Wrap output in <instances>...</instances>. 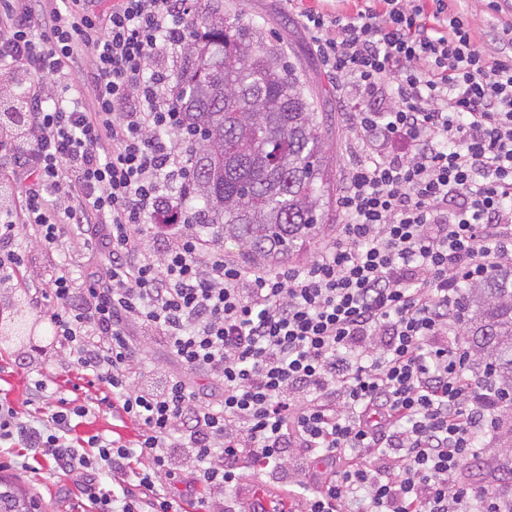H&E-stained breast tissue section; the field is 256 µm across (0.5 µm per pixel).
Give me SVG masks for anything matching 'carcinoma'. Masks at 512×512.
<instances>
[{"mask_svg": "<svg viewBox=\"0 0 512 512\" xmlns=\"http://www.w3.org/2000/svg\"><path fill=\"white\" fill-rule=\"evenodd\" d=\"M189 126L190 193L199 223L257 263L275 268L311 245L331 196L327 114L283 50L259 28L204 0L176 74ZM465 333L494 366L495 390L512 394V266L464 285ZM0 512H42L0 477Z\"/></svg>", "mask_w": 512, "mask_h": 512, "instance_id": "cac0c4a2", "label": "carcinoma"}]
</instances>
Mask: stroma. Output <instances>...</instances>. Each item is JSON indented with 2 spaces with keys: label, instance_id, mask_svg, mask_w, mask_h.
Here are the masks:
<instances>
[{
  "label": "stroma",
  "instance_id": "obj_1",
  "mask_svg": "<svg viewBox=\"0 0 512 512\" xmlns=\"http://www.w3.org/2000/svg\"><path fill=\"white\" fill-rule=\"evenodd\" d=\"M463 9L476 26L480 42L493 44L507 14L494 11L493 0H464ZM224 9L241 15L243 22L261 28L268 45L284 48L293 56L314 89L325 91L321 108L329 114L328 144L334 159L333 174L337 187H344L348 170L356 155L355 137L350 129L349 114L355 109V90L349 82L332 81L325 73L313 42L297 11L288 9L283 0H224ZM26 288H0V320L9 319L10 301L25 302L24 314L36 323L40 352L32 353L23 346L0 340V394L7 395L15 408L27 415L41 416L37 405L27 401L30 379L40 372H53L58 396L78 399L93 406V413L84 419L78 431L82 434L119 433L134 438L137 429L131 421L113 419L107 409L99 408L97 388L80 383L77 372L60 370L57 364L59 347L47 320L29 304ZM142 356L137 367V383L143 388L159 386L164 377L179 373V366L168 356L159 340L140 339ZM0 475L11 478L28 492L38 495L47 512H83L86 498L73 480L56 478L47 469L26 471L11 467L0 469ZM462 481L489 486L512 494V449L504 448L500 439H493L488 451L472 460L460 473Z\"/></svg>",
  "mask_w": 512,
  "mask_h": 512
}]
</instances>
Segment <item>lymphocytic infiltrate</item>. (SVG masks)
I'll list each match as a JSON object with an SVG mask.
<instances>
[{"label":"lymphocytic infiltrate","mask_w":512,"mask_h":512,"mask_svg":"<svg viewBox=\"0 0 512 512\" xmlns=\"http://www.w3.org/2000/svg\"><path fill=\"white\" fill-rule=\"evenodd\" d=\"M98 2L0 0V80L23 90L0 94L22 188L0 209V285L33 291L64 367L138 434L79 437L86 404L59 399L37 425L0 398V462L82 481L92 512H269L250 470L302 512H512L456 479L502 424L461 286L512 261V25L489 49L448 0H287L326 73L352 80L361 152L335 234L306 265L270 269L186 205L188 133L151 63L181 55L196 0ZM25 231L99 264L31 274ZM134 326L182 367L161 389L135 384Z\"/></svg>","instance_id":"f902f5d3"}]
</instances>
